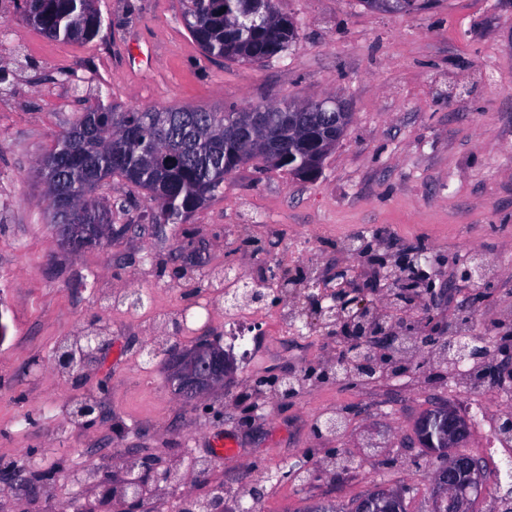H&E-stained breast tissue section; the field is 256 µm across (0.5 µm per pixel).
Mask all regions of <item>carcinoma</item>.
Segmentation results:
<instances>
[{
    "instance_id": "1",
    "label": "carcinoma",
    "mask_w": 512,
    "mask_h": 512,
    "mask_svg": "<svg viewBox=\"0 0 512 512\" xmlns=\"http://www.w3.org/2000/svg\"><path fill=\"white\" fill-rule=\"evenodd\" d=\"M185 28L206 58L266 62L288 54L297 26L276 15L271 0H181ZM19 17L55 40L84 42L102 28L96 0H19ZM264 126L256 134L244 112L129 107L96 101L64 131L49 154L57 177L46 183L60 244H97L92 224H112V205L97 196L114 177L145 191L155 203V226L182 224L224 190V180L249 161L285 169L300 180L321 174L336 146L318 155L288 137V109L264 104ZM270 289L243 281L222 291L228 307L261 303Z\"/></svg>"
}]
</instances>
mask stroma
<instances>
[{
  "instance_id": "stroma-1",
  "label": "stroma",
  "mask_w": 512,
  "mask_h": 512,
  "mask_svg": "<svg viewBox=\"0 0 512 512\" xmlns=\"http://www.w3.org/2000/svg\"><path fill=\"white\" fill-rule=\"evenodd\" d=\"M276 14L298 27L286 57L263 63L205 58L181 19L180 0H98L103 27L92 40L46 38L21 21L14 0H0V459L47 452L57 470L48 483H0V512H57L72 502L74 470H119L131 454L174 464L187 454L206 462L197 496L224 482L241 493L262 489L263 512H306L313 503L350 506L381 485L407 487L408 512H427L435 457L417 440L418 420L435 406L458 405L449 370L417 345L398 356L400 371L362 380L321 378L335 364L339 338L257 335L229 388L198 404L178 398L162 362L141 371L149 337L165 332L159 315L187 309L178 348L224 339V304L198 301L206 273L239 265L257 279L266 266L327 280L336 268L357 279L381 261L425 253L426 270L448 294L387 308L381 292L366 298L398 330L435 322L451 335L466 307L474 334L492 337L474 393L494 403V373L512 359V0H429L425 9L384 12L361 0H273ZM334 95L352 121L324 170L302 181L253 160L224 182V191L183 224L156 233V206L119 180L99 195L126 232L112 243L73 251L56 234L37 174L41 158L86 103L105 99L127 108H242ZM130 210H123V203ZM309 235L315 262L289 260ZM205 249L193 278H178L184 241ZM485 262L481 286L456 280L472 256ZM144 294L132 314L113 310L112 293ZM114 344L99 369L58 373L53 352L90 324ZM294 380L281 398L277 379ZM101 402L91 424L71 414L75 402ZM339 412L337 433L316 421ZM229 435L238 454L226 462L209 451ZM461 451L485 464L486 492L476 512H512V462L485 435ZM349 458V471L334 467ZM307 462L305 481L284 475Z\"/></svg>"
}]
</instances>
